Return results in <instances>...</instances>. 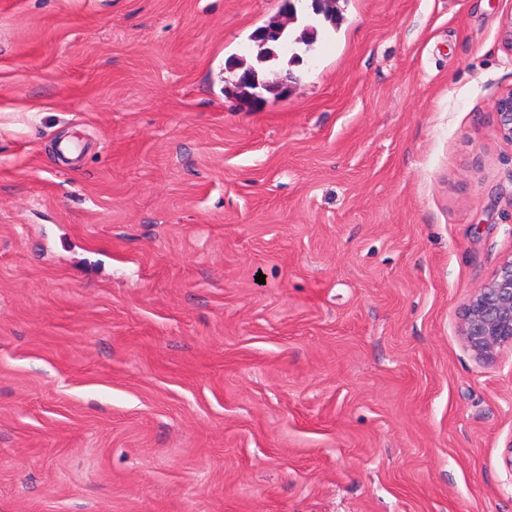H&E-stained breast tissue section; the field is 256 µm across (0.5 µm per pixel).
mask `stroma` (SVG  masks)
<instances>
[{
  "label": "stroma",
  "mask_w": 512,
  "mask_h": 512,
  "mask_svg": "<svg viewBox=\"0 0 512 512\" xmlns=\"http://www.w3.org/2000/svg\"><path fill=\"white\" fill-rule=\"evenodd\" d=\"M336 7L0 0V512H512V0ZM271 26V27H279L282 29L281 37L278 41H268L263 42L259 39L255 38V34L252 37V40L257 44L258 48V58L260 61L268 60L273 57H279L280 55H286L287 52L283 50L282 44L288 43L290 45L294 44H304V45H310L311 42H313L314 37L317 35V28L315 25L311 23H306L303 25L302 32L299 36V38L292 39L291 34L286 31L287 27L283 26L277 21H271L267 25H265L263 28ZM312 29L313 33H309L308 29ZM495 109L499 134L512 143V90L498 98ZM460 335L479 359L492 358L512 346V258L470 298L462 312Z\"/></svg>",
  "instance_id": "stroma-1"
}]
</instances>
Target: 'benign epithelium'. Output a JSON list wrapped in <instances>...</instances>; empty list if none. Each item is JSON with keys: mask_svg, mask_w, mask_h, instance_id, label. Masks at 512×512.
Returning <instances> with one entry per match:
<instances>
[{"mask_svg": "<svg viewBox=\"0 0 512 512\" xmlns=\"http://www.w3.org/2000/svg\"><path fill=\"white\" fill-rule=\"evenodd\" d=\"M495 109L499 134L512 143V90L498 98ZM460 335L479 359L512 346V259L504 261L470 298L462 312Z\"/></svg>", "mask_w": 512, "mask_h": 512, "instance_id": "benign-epithelium-1", "label": "benign epithelium"}]
</instances>
